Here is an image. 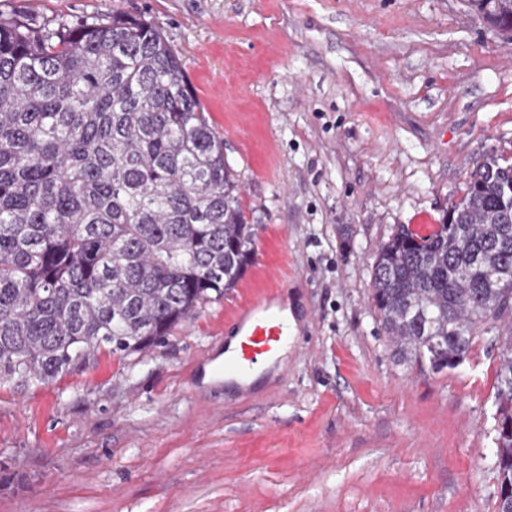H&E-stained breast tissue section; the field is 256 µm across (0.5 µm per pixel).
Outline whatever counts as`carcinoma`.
Here are the masks:
<instances>
[{"label":"carcinoma","mask_w":512,"mask_h":512,"mask_svg":"<svg viewBox=\"0 0 512 512\" xmlns=\"http://www.w3.org/2000/svg\"><path fill=\"white\" fill-rule=\"evenodd\" d=\"M512 31V0H466ZM512 163L489 155L425 235L401 224L371 299L399 362L465 360L512 314ZM224 141L152 24L115 13L37 29L0 12V383L162 342L250 263ZM497 512L512 509V326L499 348Z\"/></svg>","instance_id":"carcinoma-1"}]
</instances>
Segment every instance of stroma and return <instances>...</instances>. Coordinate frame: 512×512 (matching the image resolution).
<instances>
[{"mask_svg": "<svg viewBox=\"0 0 512 512\" xmlns=\"http://www.w3.org/2000/svg\"><path fill=\"white\" fill-rule=\"evenodd\" d=\"M154 23L224 140L255 256L147 351L0 384V512H496L503 321L453 370L397 363L375 255L512 160V42L465 0H0ZM287 296L277 373L212 382L230 318Z\"/></svg>", "mask_w": 512, "mask_h": 512, "instance_id": "obj_1", "label": "stroma"}]
</instances>
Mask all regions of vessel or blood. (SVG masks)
<instances>
[{"label": "vessel or blood", "mask_w": 512, "mask_h": 512, "mask_svg": "<svg viewBox=\"0 0 512 512\" xmlns=\"http://www.w3.org/2000/svg\"><path fill=\"white\" fill-rule=\"evenodd\" d=\"M232 327L243 333L244 339L235 357L215 365L214 374L219 379L246 375L288 337V329L281 322L275 299L271 296L246 306Z\"/></svg>", "instance_id": "obj_1"}]
</instances>
